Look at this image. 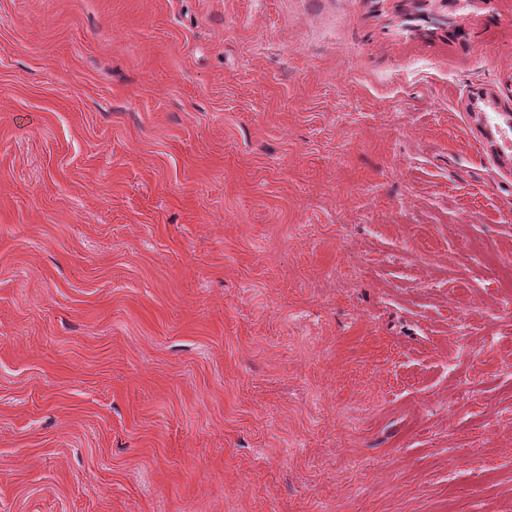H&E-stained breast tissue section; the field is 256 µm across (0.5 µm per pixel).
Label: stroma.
<instances>
[{
    "mask_svg": "<svg viewBox=\"0 0 512 512\" xmlns=\"http://www.w3.org/2000/svg\"><path fill=\"white\" fill-rule=\"evenodd\" d=\"M0 0V512H512V0Z\"/></svg>",
    "mask_w": 512,
    "mask_h": 512,
    "instance_id": "stroma-1",
    "label": "stroma"
}]
</instances>
